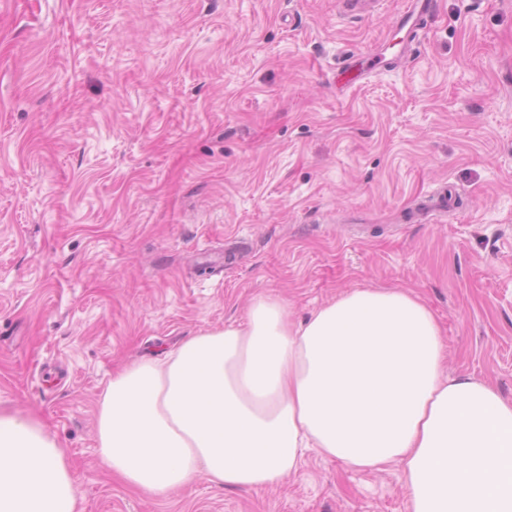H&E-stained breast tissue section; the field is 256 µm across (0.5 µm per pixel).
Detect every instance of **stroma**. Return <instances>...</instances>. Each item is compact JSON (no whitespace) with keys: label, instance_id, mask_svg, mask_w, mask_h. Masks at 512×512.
Listing matches in <instances>:
<instances>
[{"label":"stroma","instance_id":"35a3bbf8","mask_svg":"<svg viewBox=\"0 0 512 512\" xmlns=\"http://www.w3.org/2000/svg\"><path fill=\"white\" fill-rule=\"evenodd\" d=\"M0 0V408L65 448L78 512H406L396 465L308 455L263 490L159 499L103 467L112 375L253 301L294 320L403 288L449 376L512 399V0ZM382 73L345 83L350 55ZM458 203L406 220L443 185ZM241 246L233 264L228 242ZM434 0H405L398 19V29H406V42L403 53H407L414 41V35L421 19L428 15L433 7Z\"/></svg>","mask_w":512,"mask_h":512}]
</instances>
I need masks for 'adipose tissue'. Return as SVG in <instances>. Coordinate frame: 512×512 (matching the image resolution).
Segmentation results:
<instances>
[{"label": "adipose tissue", "mask_w": 512, "mask_h": 512, "mask_svg": "<svg viewBox=\"0 0 512 512\" xmlns=\"http://www.w3.org/2000/svg\"><path fill=\"white\" fill-rule=\"evenodd\" d=\"M438 319L398 288H358L302 322L271 297L110 381L97 420L112 473L156 497L203 475L259 489L309 453L401 466L406 512H512V400L445 373ZM66 453L37 416L0 410V512H77Z\"/></svg>", "instance_id": "1"}]
</instances>
